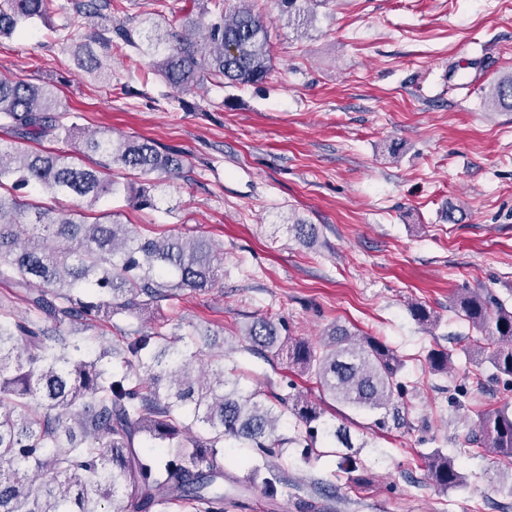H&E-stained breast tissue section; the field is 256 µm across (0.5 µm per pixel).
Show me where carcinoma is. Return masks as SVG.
Segmentation results:
<instances>
[{
	"instance_id": "cac0c4a2",
	"label": "carcinoma",
	"mask_w": 512,
	"mask_h": 512,
	"mask_svg": "<svg viewBox=\"0 0 512 512\" xmlns=\"http://www.w3.org/2000/svg\"><path fill=\"white\" fill-rule=\"evenodd\" d=\"M54 0H0V37H9L52 13ZM325 0H277L278 20L295 29L314 19ZM112 0H75L54 28L55 42L77 67L108 85L117 49L129 67L146 66L167 85L191 91L208 83L249 86L273 72L268 31L254 0H210L189 21L191 30L112 23ZM104 25L82 33L86 22ZM99 45L102 54L93 49ZM490 101L512 110V75L491 88ZM78 116L50 87L0 76V282L27 305L18 318L0 306V512H166L176 503L192 512H224V485L248 482L224 469V447L250 448L266 470L263 485L276 505L286 448L308 460L318 445L336 449L340 471L356 469L359 449L350 427L321 419L303 397L246 387L227 351L209 334H182L181 326L119 331L92 351L71 327L93 323L112 335V318L138 317L189 291L205 294L224 276L223 252L201 233L151 237L120 214L88 211L120 192L133 206H153L155 185L120 186L112 170L148 175L181 173L178 155L143 137H114L103 129L78 135ZM51 138L69 149L36 150ZM38 190L72 206L55 209L29 198ZM305 245L317 228L288 220ZM479 335L472 338L491 377L512 378V309L488 292L467 290L451 300ZM427 329L438 317L410 305ZM281 323L260 317L242 333V350L288 363L316 380L334 403L376 416L378 428L407 424L404 366L378 336L336 325L317 343L281 338ZM291 412L296 435L280 432ZM473 441L512 461V411L479 413ZM427 476L446 490L463 481L453 458L425 457Z\"/></svg>"
}]
</instances>
